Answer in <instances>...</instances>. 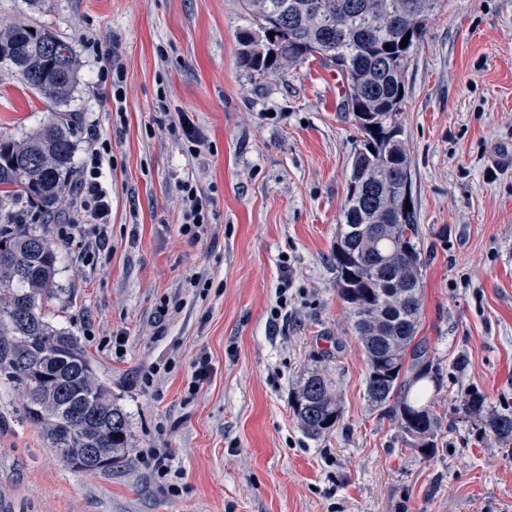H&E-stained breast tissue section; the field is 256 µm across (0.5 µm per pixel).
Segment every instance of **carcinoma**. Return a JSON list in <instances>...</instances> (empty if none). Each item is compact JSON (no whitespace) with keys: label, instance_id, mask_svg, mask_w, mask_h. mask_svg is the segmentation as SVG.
<instances>
[{"label":"carcinoma","instance_id":"cac0c4a2","mask_svg":"<svg viewBox=\"0 0 512 512\" xmlns=\"http://www.w3.org/2000/svg\"><path fill=\"white\" fill-rule=\"evenodd\" d=\"M438 2L242 0L249 27L240 38L242 61L258 75H281L313 59L345 80L359 137L333 252L336 291L366 353L369 398L429 457L436 448L432 398L409 394L425 380L439 384L416 343L424 259L416 211L407 209L412 175L400 115L412 53ZM0 60L57 103L67 102L78 84L70 42L38 23L0 27ZM77 123L72 113L55 112L22 139L0 136V208L25 198L50 220L66 213L76 192ZM3 220L0 373L22 386L28 419L68 465L110 473L131 448L128 415L77 339L46 318L59 260L46 225L19 224L9 210ZM292 409L311 437L340 421V408L316 373L294 391ZM486 426L512 437V416L489 415Z\"/></svg>","mask_w":512,"mask_h":512}]
</instances>
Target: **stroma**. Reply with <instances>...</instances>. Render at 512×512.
<instances>
[{
    "instance_id": "1",
    "label": "stroma",
    "mask_w": 512,
    "mask_h": 512,
    "mask_svg": "<svg viewBox=\"0 0 512 512\" xmlns=\"http://www.w3.org/2000/svg\"><path fill=\"white\" fill-rule=\"evenodd\" d=\"M0 20L69 39L75 160L90 136L112 145L102 247L80 261L93 226L72 239L50 227L48 319L91 356L133 446L110 475L69 467L0 374V512H512V438L483 419L512 414V0H443L406 76L400 119L426 257L417 340L440 377L431 457L370 401L336 293L331 254L357 136L340 75L313 60L255 75L241 62L239 0H0ZM89 34L124 69V114L97 83ZM58 109L0 62V133L22 138ZM179 109L208 145L199 157L183 150ZM187 177L211 200L212 233L196 243L178 233ZM196 272L208 287L187 284ZM282 288L287 314L275 321ZM203 354L212 373L191 398ZM311 372L341 411L317 439L291 408ZM468 393L483 396V415L465 410ZM156 448L171 456L163 478Z\"/></svg>"
}]
</instances>
